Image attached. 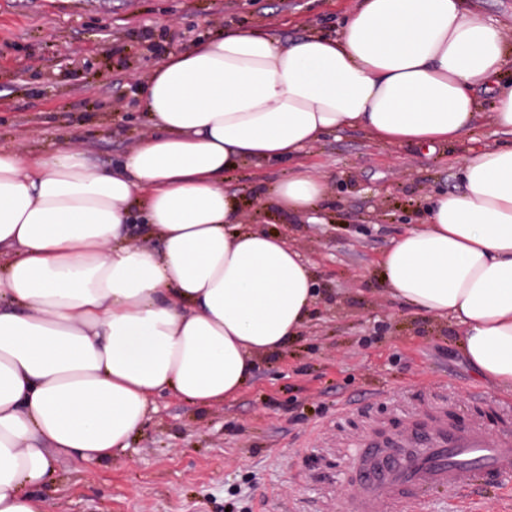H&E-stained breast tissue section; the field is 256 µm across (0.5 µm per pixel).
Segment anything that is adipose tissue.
I'll return each mask as SVG.
<instances>
[{
	"instance_id": "obj_1",
	"label": "adipose tissue",
	"mask_w": 512,
	"mask_h": 512,
	"mask_svg": "<svg viewBox=\"0 0 512 512\" xmlns=\"http://www.w3.org/2000/svg\"><path fill=\"white\" fill-rule=\"evenodd\" d=\"M512 47L462 0H361L337 36L288 45L235 31L169 55L141 94L156 132L120 168L71 145L0 150V512H45L59 456L91 467L127 448L153 395L235 396L317 302L300 252L239 221L236 165L294 161L359 126L431 150L461 141L491 98L512 136ZM463 188L381 258L415 311L452 318L480 377L512 392V143L468 150ZM328 192L296 164L271 201L307 217ZM145 225L160 241H134Z\"/></svg>"
}]
</instances>
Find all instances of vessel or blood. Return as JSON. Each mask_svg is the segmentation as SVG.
I'll list each match as a JSON object with an SVG mask.
<instances>
[{
  "mask_svg": "<svg viewBox=\"0 0 512 512\" xmlns=\"http://www.w3.org/2000/svg\"><path fill=\"white\" fill-rule=\"evenodd\" d=\"M454 404L438 399L419 406L391 439L363 434L347 463L358 491L350 512H434V496L470 503L476 491L512 477V421L490 435L482 418L452 417Z\"/></svg>",
  "mask_w": 512,
  "mask_h": 512,
  "instance_id": "1",
  "label": "vessel or blood"
}]
</instances>
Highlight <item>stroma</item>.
I'll use <instances>...</instances> for the list:
<instances>
[{
	"label": "stroma",
	"instance_id": "obj_1",
	"mask_svg": "<svg viewBox=\"0 0 512 512\" xmlns=\"http://www.w3.org/2000/svg\"><path fill=\"white\" fill-rule=\"evenodd\" d=\"M359 0H0V148L41 155L77 143L117 165L154 129L134 91L169 54L237 30L288 43L336 36ZM505 137L479 119L463 144H381L361 128L301 160L327 182L313 220L267 203L288 165L224 176L246 223L285 233L321 296L301 336L260 359L243 389L200 408L171 396L120 456L65 461L41 490L47 512H347L341 472L367 422L393 426L426 397L512 404L469 366L452 319L392 298L379 256L460 189L464 147Z\"/></svg>",
	"mask_w": 512,
	"mask_h": 512
}]
</instances>
